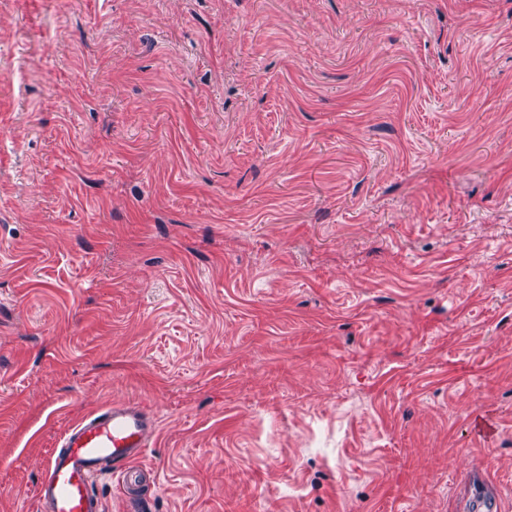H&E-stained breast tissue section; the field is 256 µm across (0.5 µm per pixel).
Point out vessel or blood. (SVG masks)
I'll list each match as a JSON object with an SVG mask.
<instances>
[{
  "label": "vessel or blood",
  "instance_id": "obj_1",
  "mask_svg": "<svg viewBox=\"0 0 512 512\" xmlns=\"http://www.w3.org/2000/svg\"><path fill=\"white\" fill-rule=\"evenodd\" d=\"M157 430V419L129 401L102 407L72 424L47 458L37 496L43 512H103L95 485L119 473L129 501L151 477L141 464Z\"/></svg>",
  "mask_w": 512,
  "mask_h": 512
}]
</instances>
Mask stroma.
<instances>
[{"mask_svg":"<svg viewBox=\"0 0 512 512\" xmlns=\"http://www.w3.org/2000/svg\"><path fill=\"white\" fill-rule=\"evenodd\" d=\"M131 400L144 512H512V0H0V512Z\"/></svg>","mask_w":512,"mask_h":512,"instance_id":"35a3bbf8","label":"stroma"}]
</instances>
